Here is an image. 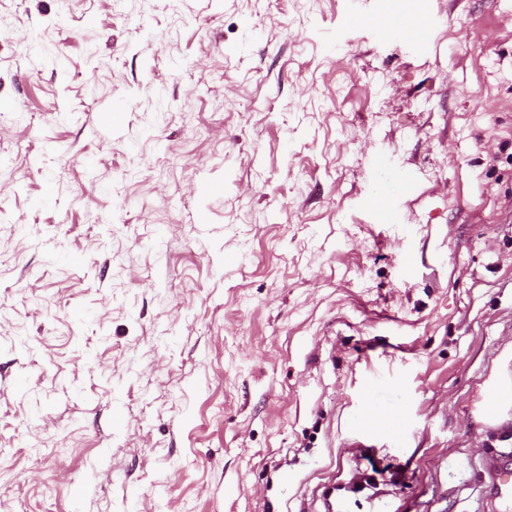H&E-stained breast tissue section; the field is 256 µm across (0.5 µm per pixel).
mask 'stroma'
I'll use <instances>...</instances> for the list:
<instances>
[{"label": "stroma", "mask_w": 512, "mask_h": 512, "mask_svg": "<svg viewBox=\"0 0 512 512\" xmlns=\"http://www.w3.org/2000/svg\"><path fill=\"white\" fill-rule=\"evenodd\" d=\"M404 1L0 0V512H512V0ZM353 24L359 29H369L382 36L394 31L399 42L415 46L422 53L426 52L429 48L428 30L430 24H428L424 15L417 19L416 22L394 26L387 19L366 15L354 9ZM480 397L472 411L475 423L497 426L509 420V412H512V346L503 352L481 388Z\"/></svg>", "instance_id": "obj_1"}]
</instances>
